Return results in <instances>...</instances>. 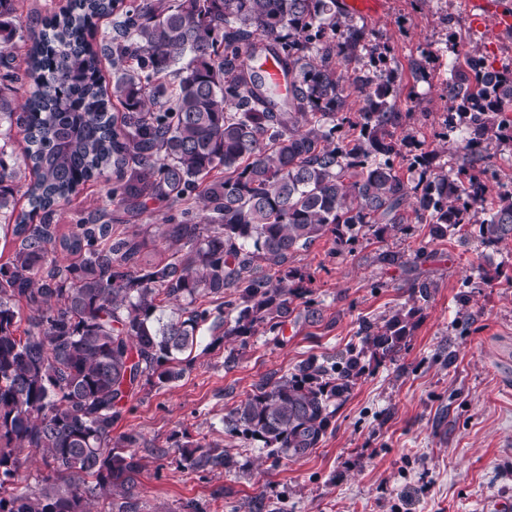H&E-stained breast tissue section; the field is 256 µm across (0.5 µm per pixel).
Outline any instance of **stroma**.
<instances>
[{
	"label": "stroma",
	"instance_id": "1",
	"mask_svg": "<svg viewBox=\"0 0 512 512\" xmlns=\"http://www.w3.org/2000/svg\"><path fill=\"white\" fill-rule=\"evenodd\" d=\"M372 43L390 48L398 75L392 104L413 113L415 134L447 167L459 155L440 139L450 103L447 38L460 54L472 48L490 63L512 62V31L493 22L474 27L467 0H386L383 12L356 17ZM112 182L100 177L60 202L51 218L59 233L78 219L102 216L115 233L132 235L162 221L164 205L136 217L107 203ZM477 227L466 238L431 240L410 224L378 240L361 239L335 254L332 237L293 254L289 266L311 279V304L296 301L282 335L242 339L202 328L184 377L145 389L128 405L114 434L135 431L145 468L136 512H494L512 507V243L486 249ZM425 259H416L417 251ZM402 256L403 266L380 261ZM499 269L495 281L486 271ZM435 282L414 318L404 350L366 358V372L337 406L319 448L278 460L261 445H244L224 430V417L269 377L323 361L359 341L362 321H379L410 302L415 277ZM321 317L311 321L308 307ZM237 360L226 364L229 352ZM220 444L237 470L190 473L175 441Z\"/></svg>",
	"mask_w": 512,
	"mask_h": 512
}]
</instances>
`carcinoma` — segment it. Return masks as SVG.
Returning <instances> with one entry per match:
<instances>
[{
	"mask_svg": "<svg viewBox=\"0 0 512 512\" xmlns=\"http://www.w3.org/2000/svg\"><path fill=\"white\" fill-rule=\"evenodd\" d=\"M119 0H68L38 35L15 23L17 0H0V127L16 109L5 89L32 82L25 118L34 180L32 209L12 227L14 250L0 264V512H91L120 496L130 512L142 469V436L112 438L127 404L147 385L185 374L181 355L202 326L226 336L279 335L309 278L290 257L330 235L335 252L359 239L426 224L438 240L478 225L483 245L512 241V192L479 213L492 147L512 146V71H494L478 51L448 62V99L458 111L462 161L436 163L411 127L413 114L390 103L391 79L369 66L388 51L336 13V0H131L95 45V20ZM30 42L19 73L5 52ZM112 58V94L99 76ZM274 57L288 90L263 82L251 61ZM363 101L349 112V100ZM0 145V212L15 211ZM404 156L417 178L394 166ZM112 171L107 202L134 214L167 205L159 236H123L87 219L58 235L38 212ZM62 250L74 261L60 265ZM234 289L231 300L211 298ZM436 284L415 278L428 301ZM27 315H22V308ZM418 307L383 324L365 322L361 344L339 360L300 364L271 377L224 417V431L259 441L270 455L301 458L326 436L333 400L347 399L366 355H397ZM183 469L207 472L235 462L216 443L175 442ZM47 469L39 490L22 487V455Z\"/></svg>",
	"mask_w": 512,
	"mask_h": 512,
	"instance_id": "obj_1",
	"label": "carcinoma"
}]
</instances>
